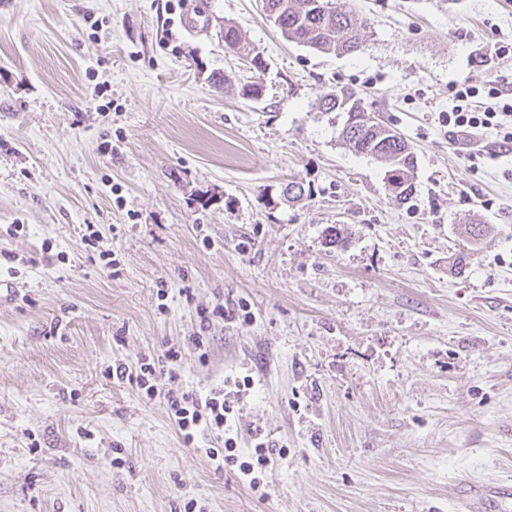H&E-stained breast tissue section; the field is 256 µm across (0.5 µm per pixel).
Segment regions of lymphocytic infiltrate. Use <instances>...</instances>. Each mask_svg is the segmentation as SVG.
I'll return each mask as SVG.
<instances>
[{
    "mask_svg": "<svg viewBox=\"0 0 512 512\" xmlns=\"http://www.w3.org/2000/svg\"><path fill=\"white\" fill-rule=\"evenodd\" d=\"M479 91L468 82H460L455 87V104L443 117L445 123L456 128L496 129L502 126L505 118L512 117V102L503 99L504 90L497 84H490L488 95L493 99H502L501 108L487 107L474 109L471 101ZM181 349L169 346L163 355L168 365L166 373H158L153 358H142L138 371H129L119 364L108 368L109 377L126 380L143 391L147 398L163 395L169 413L178 427L185 442H194L199 435H216L222 439L219 448L205 449L208 461L216 468L227 467L236 470L241 479L248 483L251 490H259V475L273 457L285 456L286 448L272 444L261 432H254L249 448L238 445V435L233 429L237 405L243 393L254 386L251 376H243L231 382L212 387L197 393L184 389L181 380Z\"/></svg>",
    "mask_w": 512,
    "mask_h": 512,
    "instance_id": "1",
    "label": "lymphocytic infiltrate"
}]
</instances>
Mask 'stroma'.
Segmentation results:
<instances>
[{
  "label": "stroma",
  "mask_w": 512,
  "mask_h": 512,
  "mask_svg": "<svg viewBox=\"0 0 512 512\" xmlns=\"http://www.w3.org/2000/svg\"><path fill=\"white\" fill-rule=\"evenodd\" d=\"M336 4L359 56L286 41L261 0H197L191 26L184 0H0V512H464L460 484L512 485V123L440 120L458 82L512 88V0ZM342 87L411 144L409 203L318 111ZM218 302L252 316L203 356ZM172 344L185 389L254 378L239 444L288 450L259 491L105 374ZM224 45L235 49L237 47L235 52L249 64L250 69L257 72L266 70L265 60L254 48H251L250 44L234 26L224 25Z\"/></svg>",
  "instance_id": "stroma-1"
}]
</instances>
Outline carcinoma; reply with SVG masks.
<instances>
[{"mask_svg":"<svg viewBox=\"0 0 512 512\" xmlns=\"http://www.w3.org/2000/svg\"><path fill=\"white\" fill-rule=\"evenodd\" d=\"M262 4L267 20L289 42L326 54L362 52L358 40L366 23L354 11L337 7L335 0H262ZM224 45L236 49L250 68L258 72L266 70L265 60L237 28L224 27ZM320 111L347 114L353 133H341L339 137L356 152L383 162L385 179L402 186L398 202L407 203L415 191V154L408 141L365 112L361 98L351 90L341 88L326 94L320 102Z\"/></svg>","mask_w":512,"mask_h":512,"instance_id":"carcinoma-1","label":"carcinoma"}]
</instances>
